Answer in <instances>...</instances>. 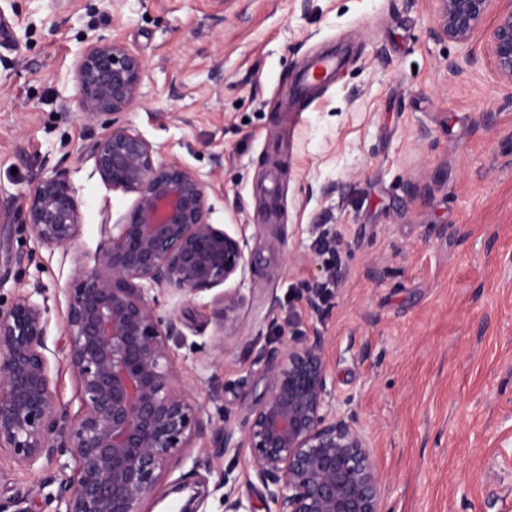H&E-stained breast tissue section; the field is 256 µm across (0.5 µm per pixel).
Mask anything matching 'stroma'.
Instances as JSON below:
<instances>
[{
	"label": "stroma",
	"instance_id": "stroma-1",
	"mask_svg": "<svg viewBox=\"0 0 512 512\" xmlns=\"http://www.w3.org/2000/svg\"><path fill=\"white\" fill-rule=\"evenodd\" d=\"M436 17L435 0H0V251L21 258L0 268V306L44 290L61 404L79 408L65 290L77 263H94L102 209L117 220L135 201L83 154L102 131L74 110L89 43L142 57L139 100L115 125L186 165L207 186L210 223L245 236L253 263L223 286L242 297L224 326L210 291L163 306L178 316L176 387L215 393L211 425L160 477H203L198 512H224L219 482L265 512L224 430L264 398L258 372L288 331L321 337L336 408L388 487L385 512H504L512 497V86L485 54L488 27L439 41ZM338 47L336 77L290 97L306 61ZM468 52L474 64L450 71ZM56 173L82 232L51 251L17 207ZM326 229L341 285L319 313L304 286L329 274L313 247ZM62 479L1 454L0 512H54Z\"/></svg>",
	"mask_w": 512,
	"mask_h": 512
}]
</instances>
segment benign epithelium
I'll list each match as a JSON object with an SVG mask.
<instances>
[{
  "label": "benign epithelium",
  "instance_id": "7a95c632",
  "mask_svg": "<svg viewBox=\"0 0 512 512\" xmlns=\"http://www.w3.org/2000/svg\"><path fill=\"white\" fill-rule=\"evenodd\" d=\"M437 2L433 36L466 44L495 0ZM506 2L486 50L499 78L512 84ZM144 73L142 58L123 42L90 43L76 63L80 117L97 121L131 107ZM87 155L107 186L136 199L116 223L102 211L95 264H77L67 292L65 360L80 406L73 414L56 400L49 307L31 293L18 295L0 309V452L23 471L58 463L64 478L55 512H140L144 501L169 494L180 495L177 512H197L198 486L185 479L157 495L162 471L211 423L207 400L175 387L169 339L177 315L159 309L244 274V238L209 222L205 184L179 160H158L141 133L106 123ZM21 211L47 249L80 237V206L63 176L39 179ZM241 301L237 293L213 298L219 324ZM261 375L266 397L240 436L224 429V447L249 449L266 512H382L385 484L356 421L336 411L321 338L288 333Z\"/></svg>",
  "mask_w": 512,
  "mask_h": 512
}]
</instances>
